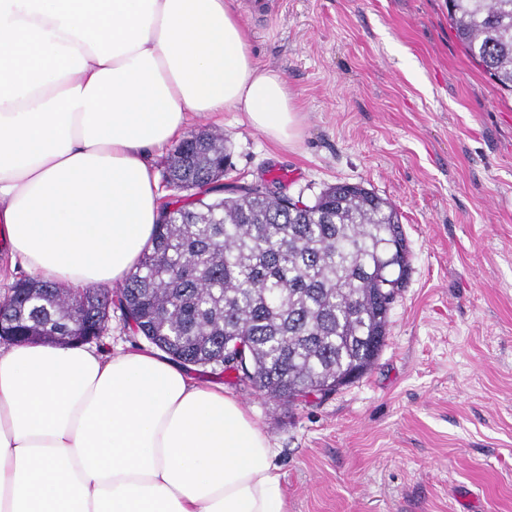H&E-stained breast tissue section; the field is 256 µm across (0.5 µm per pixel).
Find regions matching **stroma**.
<instances>
[{
  "instance_id": "obj_1",
  "label": "stroma",
  "mask_w": 512,
  "mask_h": 512,
  "mask_svg": "<svg viewBox=\"0 0 512 512\" xmlns=\"http://www.w3.org/2000/svg\"><path fill=\"white\" fill-rule=\"evenodd\" d=\"M255 61L301 108L297 144L242 113L198 118L230 166L223 196L287 172L314 202L360 184L393 203L410 273L360 380L273 399L219 366L271 439L288 512H512V93L458 43L448 0H234Z\"/></svg>"
}]
</instances>
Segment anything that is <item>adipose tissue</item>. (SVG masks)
I'll use <instances>...</instances> for the list:
<instances>
[{
    "mask_svg": "<svg viewBox=\"0 0 512 512\" xmlns=\"http://www.w3.org/2000/svg\"><path fill=\"white\" fill-rule=\"evenodd\" d=\"M226 110L299 137L232 0H0V281L124 283L160 219L152 154ZM275 454L155 350L0 345V512H288Z\"/></svg>",
    "mask_w": 512,
    "mask_h": 512,
    "instance_id": "1",
    "label": "adipose tissue"
}]
</instances>
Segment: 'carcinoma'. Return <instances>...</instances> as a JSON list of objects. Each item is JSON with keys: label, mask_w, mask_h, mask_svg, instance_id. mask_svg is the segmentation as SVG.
I'll return each mask as SVG.
<instances>
[{"label": "carcinoma", "mask_w": 512, "mask_h": 512, "mask_svg": "<svg viewBox=\"0 0 512 512\" xmlns=\"http://www.w3.org/2000/svg\"><path fill=\"white\" fill-rule=\"evenodd\" d=\"M448 18L466 54L511 90L512 0H448ZM227 162L219 132L180 141L167 177L197 198L162 207L152 247L125 283L80 295L18 280L0 301L11 340L82 344L103 335L116 305L134 334L183 364L227 371V346L243 343L236 370L290 401L362 377L385 344L390 297L408 276L396 208L348 183L312 204L267 187L211 199Z\"/></svg>", "instance_id": "cac0c4a2"}]
</instances>
